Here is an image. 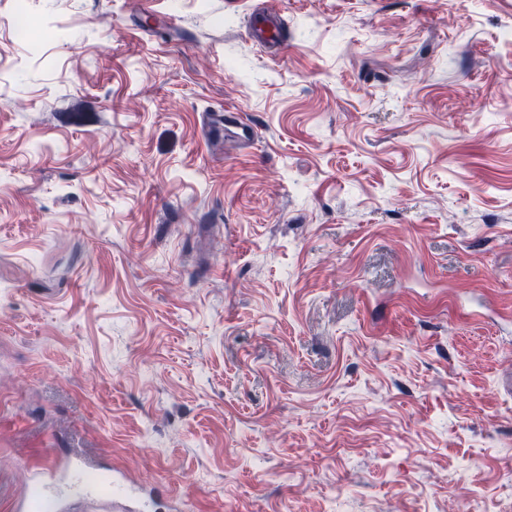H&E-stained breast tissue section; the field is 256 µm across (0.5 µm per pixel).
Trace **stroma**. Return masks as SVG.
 Wrapping results in <instances>:
<instances>
[{"label": "stroma", "mask_w": 512, "mask_h": 512, "mask_svg": "<svg viewBox=\"0 0 512 512\" xmlns=\"http://www.w3.org/2000/svg\"><path fill=\"white\" fill-rule=\"evenodd\" d=\"M275 2L0 0V512H512V0ZM256 12V11H255ZM253 12L254 23L251 36L254 42L259 45H267L270 54L277 55L280 53L279 31L281 28V18L277 10L272 4H267L261 12ZM224 114H216L215 124L224 123V127L234 126L241 133L238 136L242 140H251L254 136L255 129L252 124L240 112L224 110ZM31 469L29 491L13 502L14 512L60 511L65 497L82 500L89 512H146L154 502L152 492L117 478L100 463L78 454L63 463L43 459ZM90 470L98 471L94 479H88Z\"/></svg>", "instance_id": "1"}]
</instances>
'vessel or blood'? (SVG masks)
<instances>
[{
	"instance_id": "1",
	"label": "vessel or blood",
	"mask_w": 512,
	"mask_h": 512,
	"mask_svg": "<svg viewBox=\"0 0 512 512\" xmlns=\"http://www.w3.org/2000/svg\"><path fill=\"white\" fill-rule=\"evenodd\" d=\"M280 28L279 13L268 5L255 13L251 36L276 55ZM66 497L82 500L87 512H149L154 502L150 492L75 454L63 462L45 459L34 464L29 491L12 508L13 512H60Z\"/></svg>"
}]
</instances>
